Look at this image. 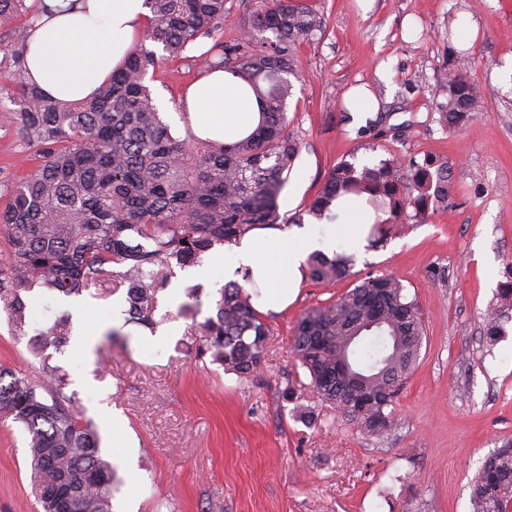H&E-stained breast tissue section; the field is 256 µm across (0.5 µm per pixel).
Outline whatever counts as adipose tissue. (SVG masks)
<instances>
[{"mask_svg": "<svg viewBox=\"0 0 512 512\" xmlns=\"http://www.w3.org/2000/svg\"><path fill=\"white\" fill-rule=\"evenodd\" d=\"M144 0H76L73 10L42 15L30 30L27 64L42 92L65 102L93 94L112 75L132 43L146 30ZM195 134L215 143L251 133L261 119L252 91L221 69L196 81L182 98ZM353 234L295 232L259 226L239 243L225 245L211 262V273L236 278L249 271L255 308L279 313L291 302L309 254L353 246Z\"/></svg>", "mask_w": 512, "mask_h": 512, "instance_id": "1", "label": "adipose tissue"}]
</instances>
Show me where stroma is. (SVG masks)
I'll list each match as a JSON object with an SVG mask.
<instances>
[{
	"label": "stroma",
	"mask_w": 512,
	"mask_h": 512,
	"mask_svg": "<svg viewBox=\"0 0 512 512\" xmlns=\"http://www.w3.org/2000/svg\"><path fill=\"white\" fill-rule=\"evenodd\" d=\"M324 29L297 49L286 105L300 150L278 204L284 218L304 212L336 163L376 162L390 155L447 162V211L370 247L359 244L348 278L331 285L302 277L288 309L265 315V363L248 381L210 359L180 315L200 289L199 315L215 312L221 283L203 266L172 265L158 295L156 330L113 323L123 293L93 289L80 298L25 292L30 324L72 316L74 338L52 361L68 373L86 417L97 426L104 456L120 481L115 499L135 495L138 512H471L470 482L484 458L512 439V323L496 343L484 335V313L512 278V89L498 76L512 69V0H376L362 14L357 0H315ZM471 15L476 41L456 27ZM210 39L180 59L149 70L146 82L181 139L194 135L178 106L200 78ZM467 74L485 105L451 133L441 124V78ZM363 84L379 103L367 120L352 119L344 95ZM0 98V208L34 168ZM396 276L416 297L426 323L417 368L398 397L394 432L378 439L318 401L291 349L307 308L333 302L369 275ZM118 332L104 345L108 332ZM40 360L27 337L0 312V370L33 374ZM296 401L283 400L287 387ZM126 418L116 440L106 420ZM0 512H41L32 489L23 427L0 415Z\"/></svg>",
	"instance_id": "stroma-1"
}]
</instances>
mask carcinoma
I'll return each instance as SVG.
<instances>
[{
	"mask_svg": "<svg viewBox=\"0 0 512 512\" xmlns=\"http://www.w3.org/2000/svg\"><path fill=\"white\" fill-rule=\"evenodd\" d=\"M226 0H144L149 11L145 38L177 57L199 38L213 40L202 55L203 72L223 69L249 84L263 110L262 122L230 143L204 142L199 150L181 140L161 116L145 83L156 54L132 49L98 93L63 103L45 95L26 65L27 46L0 50V91L14 105L12 122L41 157L16 185L0 210L10 252L0 262V308L25 336L26 303L21 292L43 288L50 295L81 296L109 283L125 288L129 319L154 329L158 292L171 261L201 263L216 246L238 242L256 226L284 221L278 200L299 145L288 132L286 103L297 75V46L323 29L311 0H260L243 34L222 40ZM44 12L42 0H0V29L23 17L32 27ZM271 36H265V33ZM219 61H214V58ZM440 120L463 127L483 104L480 88L465 74L448 72ZM448 164L425 158L403 163L395 156L376 164L343 161L326 175L306 214L334 220L337 201L354 198L376 213L367 238L380 243L403 224H423L448 207ZM353 257L315 252L309 275L318 283L349 275ZM119 270H113V266ZM243 282L224 285L215 315L197 321L200 303L185 304L194 315L187 334L202 342L224 370L247 380L264 364L267 324L253 307ZM512 321V282L499 291L498 306L484 317L493 344ZM352 330L380 333L381 341L354 354L360 392L348 400V381L336 375L340 344ZM65 312L29 338L42 359L40 376L0 371V414L28 435V463L43 512H112L116 469L101 454L94 422L68 391V375L50 363L71 342ZM415 299L396 277L370 275L335 301L310 307L298 318L293 350L310 377L316 397L336 405L365 433L383 437L398 425L395 404L414 372L425 339ZM473 512H508L512 506V439L487 456L471 484Z\"/></svg>",
	"mask_w": 512,
	"mask_h": 512,
	"instance_id": "obj_1",
	"label": "carcinoma"
}]
</instances>
